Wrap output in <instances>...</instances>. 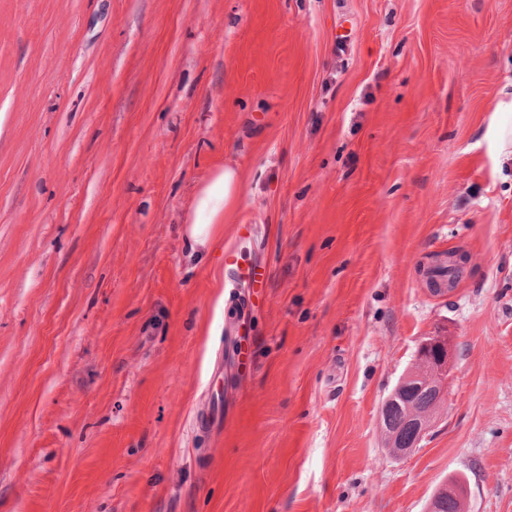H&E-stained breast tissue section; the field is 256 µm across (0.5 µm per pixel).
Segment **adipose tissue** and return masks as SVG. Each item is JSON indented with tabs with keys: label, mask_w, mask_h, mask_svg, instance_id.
Segmentation results:
<instances>
[{
	"label": "adipose tissue",
	"mask_w": 512,
	"mask_h": 512,
	"mask_svg": "<svg viewBox=\"0 0 512 512\" xmlns=\"http://www.w3.org/2000/svg\"><path fill=\"white\" fill-rule=\"evenodd\" d=\"M242 182V172L225 165L200 188L187 218L184 236L190 253L209 247L216 225L223 223L225 211L235 204Z\"/></svg>",
	"instance_id": "adipose-tissue-1"
}]
</instances>
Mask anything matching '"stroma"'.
<instances>
[{"mask_svg":"<svg viewBox=\"0 0 512 512\" xmlns=\"http://www.w3.org/2000/svg\"><path fill=\"white\" fill-rule=\"evenodd\" d=\"M510 100L512 0H0V512H425L456 476L512 512ZM440 328L448 409L394 459L381 403ZM243 182V173L233 166L219 167L199 190L191 212L185 219L186 249L195 254L210 246L216 224L224 222V212L235 203Z\"/></svg>","mask_w":512,"mask_h":512,"instance_id":"stroma-1","label":"stroma"}]
</instances>
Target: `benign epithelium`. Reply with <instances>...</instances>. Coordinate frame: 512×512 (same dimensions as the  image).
<instances>
[{"mask_svg": "<svg viewBox=\"0 0 512 512\" xmlns=\"http://www.w3.org/2000/svg\"><path fill=\"white\" fill-rule=\"evenodd\" d=\"M451 372L450 338L440 334L425 337L414 358L383 400L380 408L382 447L395 459L413 454L448 406ZM398 413L400 425L389 415ZM452 500L458 512H467V491L448 483L430 498L426 512H442Z\"/></svg>", "mask_w": 512, "mask_h": 512, "instance_id": "obj_1", "label": "benign epithelium"}]
</instances>
